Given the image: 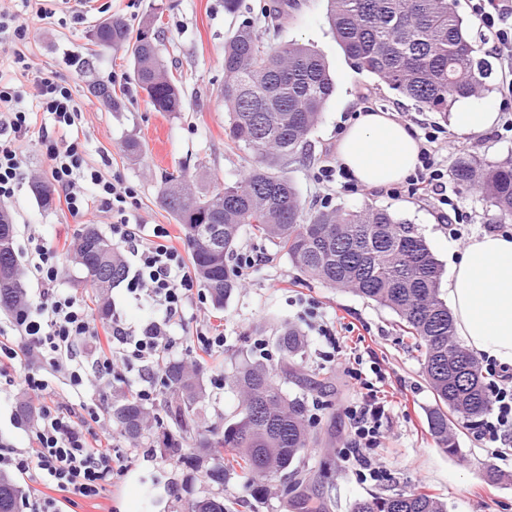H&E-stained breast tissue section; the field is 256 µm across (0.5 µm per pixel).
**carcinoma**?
<instances>
[{
    "label": "carcinoma",
    "mask_w": 512,
    "mask_h": 512,
    "mask_svg": "<svg viewBox=\"0 0 512 512\" xmlns=\"http://www.w3.org/2000/svg\"><path fill=\"white\" fill-rule=\"evenodd\" d=\"M327 21L354 68L376 77L398 94L433 112L448 115L451 106L490 91L488 63L476 57L470 22L455 0H327ZM141 33L150 40L131 48L138 85L157 112H180L179 85L160 57L152 23ZM130 28L115 17L97 28L98 45L111 49L129 44ZM91 93L112 107V88L98 81ZM335 92L329 64L316 50L296 42L265 47L249 23L242 24L224 46V88L229 114L228 145L252 158L248 174L219 192L195 194L185 174L165 177L159 195L170 200L167 211L181 225L194 273L213 307L224 309L238 281L229 265L243 228L270 242L303 271L333 288L349 290L392 311L411 347L419 352L424 380L435 404L428 414L433 436L445 452L458 450L454 429L476 426L489 410L480 361L455 336L452 313L440 298L441 268L413 224L382 208L326 209L306 213L299 195L280 168L303 148ZM451 175L461 187H476L497 212L498 222H512V159L484 164L476 158L455 161ZM44 181L31 191L41 207L53 204L55 192ZM69 261L77 284L93 290L98 317L112 318L111 291L126 276L124 260L112 240L92 224L73 235ZM29 304L16 254L11 216L0 211V311L15 316ZM282 371L292 376L294 359L305 347L291 324L279 329ZM168 417L181 440L164 435L160 452L186 461L200 454L214 457L207 471L218 486L235 475L251 497H266L278 475L298 473L296 463L318 436L306 424V404L275 384L264 364L241 361L225 377L240 396L232 421L222 428L200 424L208 398L201 369L184 361L162 360ZM112 423L137 442L144 438L153 410L131 393L112 400ZM192 441V455L182 441ZM298 481L289 486L297 494ZM20 487L0 472V512H17ZM302 512H323V505L297 494ZM190 512H226L224 497L204 496ZM351 512H447L445 503L422 491L372 495L356 501Z\"/></svg>",
    "instance_id": "cac0c4a2"
}]
</instances>
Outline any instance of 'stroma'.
<instances>
[{
    "label": "stroma",
    "instance_id": "35a3bbf8",
    "mask_svg": "<svg viewBox=\"0 0 512 512\" xmlns=\"http://www.w3.org/2000/svg\"><path fill=\"white\" fill-rule=\"evenodd\" d=\"M272 3L243 0L241 10L230 14L224 10V0H85L79 9L81 18L76 21L67 9L58 17L41 20L28 13L21 0H0V8L27 24L30 37L27 55L32 70L17 77L16 82L22 91L21 108L33 114L32 125L21 143V182L5 203L16 224L19 256H27L31 237L39 236L54 243L52 260L65 266L66 246L80 226L65 207L43 209L31 193L33 177L45 176L48 170L35 76L53 74L70 84L83 103L76 134L86 160L97 166L102 158H109V174L134 191L135 203L129 208L131 223L168 225L173 245L183 252L187 246L180 225L158 203L162 180L182 169L197 191L209 195L240 179L249 169V157L231 149L224 134L229 122L221 95L224 45L246 21L251 22L261 41H268L264 12ZM458 10L470 18L478 54L492 66L489 83L493 90L482 101L503 110V87L512 70L493 53L494 38L474 19L471 0H458ZM154 13L159 16L156 26L161 31L162 60L181 89L183 109L179 112L155 111L136 84L127 54L100 48L90 36L106 18L122 17L136 31ZM277 39L317 50L336 80V91L307 138L305 158L288 168L304 209H387L415 224L442 271H449L452 258L460 256L467 239L488 230L494 215L493 207L477 188H463L452 180L447 183L448 193L464 217L462 237L457 240L450 237L429 198L405 191L391 196L385 189H366L346 183L340 176L326 183L319 178L320 169L336 165V140L341 131L358 113L371 108L394 114L418 135L427 126L445 131L448 145L441 164L447 170L458 157L466 155L486 163L512 158V135L498 125L476 135L458 133L440 113L355 71L329 29L326 0H297L296 8L284 15ZM85 61L97 77L111 81L113 92L124 102L122 111H112L88 93L80 68ZM129 138L138 139L143 146L139 159L128 158L123 150ZM238 249L262 254L265 264L244 270L239 288L223 310H215L207 300L192 302L182 320L170 328L176 343L168 357L187 362L192 359L191 347L198 333L209 327L224 332L223 358L201 363L208 393L205 424L221 425L236 414L239 395L225 385L224 377L247 356L275 368L274 380L289 396L305 399L310 423L322 439L305 452L302 464L315 474L309 494L323 499L329 512H350L358 499L418 487L443 500L448 512H512V447H491L479 439L477 431L465 430L459 435L458 453L451 455L439 448L426 422L433 395L422 376L417 353L398 329L394 313L303 273L274 245L255 239L249 231H242ZM285 322L297 325L304 336L305 352L295 363L303 377L310 379V386L297 385L278 371L281 354L276 338ZM324 324L332 325L334 339L320 336L319 328ZM359 353L364 356V365H378L382 373L377 387L387 414L378 444L365 451L372 465L384 472L383 479L377 481L363 476L355 462L343 459L348 436L344 409L357 395L338 362ZM334 354L339 357L335 363L330 360ZM143 372L149 373L157 395L164 393L160 367L145 370L142 360L131 355L104 385L93 390L94 401H111L113 391L130 389ZM20 394L15 386L0 390V446L28 445V422L17 412ZM172 429L162 415L138 446L115 435L112 446L126 456V472L105 497L76 499L68 512H189L192 500L219 489L224 492L228 512H293L281 484H274L267 500L258 501L245 493L238 478L216 487L206 476L207 463L194 468L180 458L161 456L156 442ZM489 469L498 476L492 484L484 477Z\"/></svg>",
    "mask_w": 512,
    "mask_h": 512
}]
</instances>
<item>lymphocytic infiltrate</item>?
I'll list each match as a JSON object with an SVG mask.
<instances>
[{"mask_svg":"<svg viewBox=\"0 0 512 512\" xmlns=\"http://www.w3.org/2000/svg\"><path fill=\"white\" fill-rule=\"evenodd\" d=\"M472 11L488 29L494 30L498 48L512 47V0H473ZM43 112L50 115L54 129L67 132L81 120L82 107L72 90L56 78L37 83ZM19 95L13 84L0 81V202L12 198L21 178V141L31 126L30 115L17 107ZM442 150L437 129L425 131L419 164L409 175L408 191L438 204H448L445 173L438 162ZM48 173L56 195L71 216L86 213L83 188L92 186L100 211L111 213L112 229L127 254L129 291L150 309L140 329L113 319L112 332L97 344L92 356L80 350L82 341L93 335L94 314L89 306L63 293H48L44 302L17 318L12 335L0 336V367L20 358V344H27L39 359L48 363L50 373L24 367L10 377V384L36 394L42 403L28 428L27 448H8L0 453L6 466L36 489L25 499L27 512H63L60 494L84 499L105 494L116 476L126 469L124 456L112 448V432L91 438L73 420L74 400L84 399L91 379L105 377L124 362L127 350L147 363L157 362L170 348L169 330L180 319L198 287L197 278L183 255L171 245L167 225L145 227L131 223L128 201L131 189L111 178L102 168L90 165L79 142L49 143ZM345 374L361 391V399L347 406L354 460L368 470L371 478L379 472L363 456L381 433L385 406L380 402L372 379L357 367H345ZM490 378L487 394L490 410L480 427L481 439L504 445L512 443V373L488 361Z\"/></svg>","mask_w":512,"mask_h":512,"instance_id":"lymphocytic-infiltrate-1","label":"lymphocytic infiltrate"}]
</instances>
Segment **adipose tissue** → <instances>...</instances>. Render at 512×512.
<instances>
[{
	"mask_svg": "<svg viewBox=\"0 0 512 512\" xmlns=\"http://www.w3.org/2000/svg\"><path fill=\"white\" fill-rule=\"evenodd\" d=\"M420 143L406 124L381 110L360 113L336 143V158L356 182H401L418 163ZM457 332L477 354L512 366V237H472L447 282Z\"/></svg>",
	"mask_w": 512,
	"mask_h": 512,
	"instance_id": "ef3b65f1",
	"label": "adipose tissue"
}]
</instances>
